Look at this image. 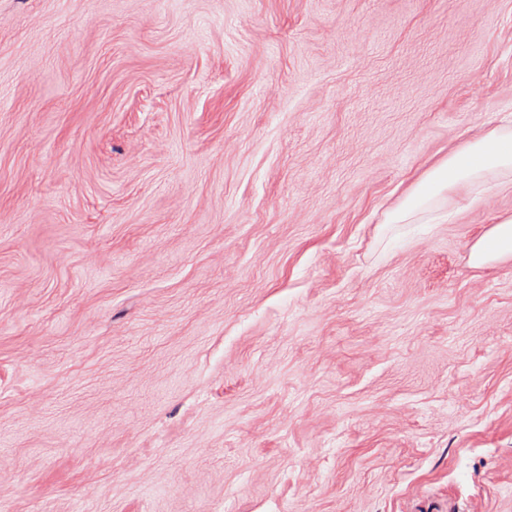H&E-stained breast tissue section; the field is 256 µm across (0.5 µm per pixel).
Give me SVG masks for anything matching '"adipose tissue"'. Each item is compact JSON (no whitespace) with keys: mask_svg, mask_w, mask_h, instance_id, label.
<instances>
[{"mask_svg":"<svg viewBox=\"0 0 512 512\" xmlns=\"http://www.w3.org/2000/svg\"><path fill=\"white\" fill-rule=\"evenodd\" d=\"M512 170V135L491 130L466 141L449 152L447 158L430 168L415 183L404 200L388 214L389 223L408 219L430 198L457 191L476 192L489 177L500 179L501 189L511 184L502 181L503 172ZM512 261V217L501 220L482 235L471 248L470 262L482 266Z\"/></svg>","mask_w":512,"mask_h":512,"instance_id":"1","label":"adipose tissue"}]
</instances>
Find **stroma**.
<instances>
[{
	"instance_id": "stroma-1",
	"label": "stroma",
	"mask_w": 512,
	"mask_h": 512,
	"mask_svg": "<svg viewBox=\"0 0 512 512\" xmlns=\"http://www.w3.org/2000/svg\"><path fill=\"white\" fill-rule=\"evenodd\" d=\"M512 0H0V512H512ZM512 170V135L494 129L477 135L448 153V158L430 168L415 183L404 200L388 213L387 223L397 224L424 206L430 198L444 193L477 191L487 176L499 180L504 171ZM498 186L506 190L507 181ZM512 261V217L501 220L482 235L471 248L470 262L483 266Z\"/></svg>"
}]
</instances>
